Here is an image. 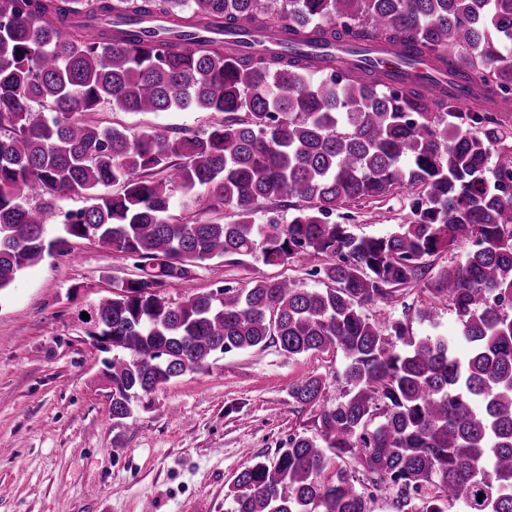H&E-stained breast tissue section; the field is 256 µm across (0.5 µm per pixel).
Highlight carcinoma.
Here are the masks:
<instances>
[{
    "label": "carcinoma",
    "mask_w": 512,
    "mask_h": 512,
    "mask_svg": "<svg viewBox=\"0 0 512 512\" xmlns=\"http://www.w3.org/2000/svg\"><path fill=\"white\" fill-rule=\"evenodd\" d=\"M280 39L261 55L237 22ZM96 34H88V27ZM375 44L414 68L476 78L470 106L372 64L319 70L293 46ZM512 0H0V294L71 239L133 261L87 320L111 337L102 364L112 428L160 385L216 354L279 346L340 351L333 402L310 376L293 401L319 408L273 462L227 486L234 512H512ZM215 112L198 132L133 135L98 112ZM117 187L116 192L110 188ZM412 218L358 236L330 216L396 189ZM77 194L46 242L50 200ZM180 196L185 216L174 214ZM287 223L258 208L285 200ZM228 209L216 223L191 212ZM466 243L426 284L459 322L456 340L378 324L367 303L422 279L423 259ZM302 256L322 288L286 277L218 286L175 305L165 289L226 256Z\"/></svg>",
    "instance_id": "1"
}]
</instances>
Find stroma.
I'll return each instance as SVG.
<instances>
[{
    "label": "stroma",
    "instance_id": "1",
    "mask_svg": "<svg viewBox=\"0 0 512 512\" xmlns=\"http://www.w3.org/2000/svg\"><path fill=\"white\" fill-rule=\"evenodd\" d=\"M98 117L138 133L156 123L198 131L213 115L106 109ZM414 196L403 188L350 207L353 232L381 236L407 223ZM133 271L121 253L74 239L69 254L45 255L0 300V512H140L145 499L155 512H232L224 492L237 474L254 458L273 459L289 437L316 432L317 409L297 405L292 387L319 376L328 383L326 400L342 395V353L290 358L270 345L215 355L206 370L159 386L128 428L114 429L101 354L80 315ZM272 276L320 285L300 258L274 267L257 255L227 257L172 284L166 296L177 304L191 292ZM426 309L431 318H421ZM363 311L378 323L408 315L416 336L458 330L454 312L418 283L406 298Z\"/></svg>",
    "mask_w": 512,
    "mask_h": 512
}]
</instances>
